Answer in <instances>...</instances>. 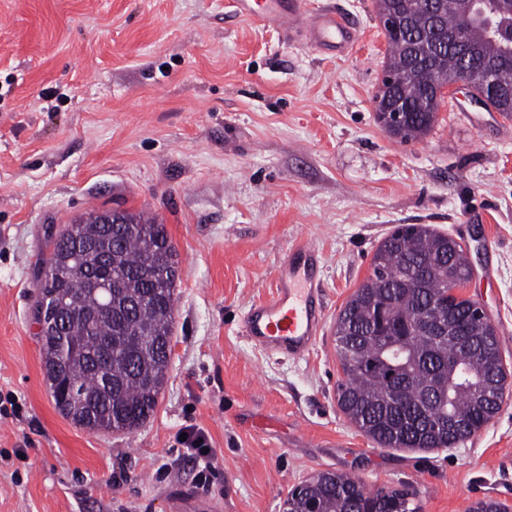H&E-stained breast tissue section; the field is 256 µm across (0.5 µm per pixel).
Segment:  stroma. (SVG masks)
Listing matches in <instances>:
<instances>
[{
	"instance_id": "stroma-1",
	"label": "stroma",
	"mask_w": 512,
	"mask_h": 512,
	"mask_svg": "<svg viewBox=\"0 0 512 512\" xmlns=\"http://www.w3.org/2000/svg\"><path fill=\"white\" fill-rule=\"evenodd\" d=\"M356 33L330 55L233 0H0V512H283L323 471L419 512L512 507V400L472 439L383 448L340 412L333 333L302 360L242 334L276 266L320 256L328 323L371 274L394 226L431 224L470 248L480 303L512 370V116L466 87L431 132L402 143L376 122L387 56L374 0H307ZM145 213L179 255L167 382L147 422L89 431L56 409L34 303L47 244L91 212ZM197 425L215 455H185Z\"/></svg>"
}]
</instances>
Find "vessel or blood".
Wrapping results in <instances>:
<instances>
[{"label": "vessel or blood", "instance_id": "b4317fda", "mask_svg": "<svg viewBox=\"0 0 512 512\" xmlns=\"http://www.w3.org/2000/svg\"><path fill=\"white\" fill-rule=\"evenodd\" d=\"M242 15L278 25L285 38L305 29L311 45L339 53L355 40L334 11L308 13L303 0H237ZM317 253L305 242L294 245L274 273L270 297L256 302L242 318V333L266 353L288 359L307 356L323 336L326 309L316 277Z\"/></svg>", "mask_w": 512, "mask_h": 512}]
</instances>
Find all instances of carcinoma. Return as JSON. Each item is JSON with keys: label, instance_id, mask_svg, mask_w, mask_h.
Listing matches in <instances>:
<instances>
[{"label": "carcinoma", "instance_id": "obj_1", "mask_svg": "<svg viewBox=\"0 0 512 512\" xmlns=\"http://www.w3.org/2000/svg\"><path fill=\"white\" fill-rule=\"evenodd\" d=\"M437 38L461 29L477 51V65H497L496 81L512 90V13L493 18L501 31L487 38L471 0H434ZM417 40L387 38L383 95L405 106L409 119L391 136L402 143L423 139L436 121L437 91L460 75L452 50H421L420 74L411 56L425 43L428 18L414 14ZM90 213L74 222L43 259L36 322L49 312L56 292L70 295L61 325L39 333L45 381L59 413L89 430L131 432L152 415L167 380L174 325L178 253L164 225L153 217L122 212ZM467 252L430 224H399L378 245L371 275L346 302L334 326L344 374L337 403L361 433L384 448H452L498 412L501 359L495 329L475 320L473 302L446 284L469 280ZM112 281V312L89 323L96 300L81 287ZM453 325L456 335L433 330ZM307 494L292 491L286 512H417L406 490L371 495L345 473L324 471L306 481Z\"/></svg>", "mask_w": 512, "mask_h": 512}]
</instances>
